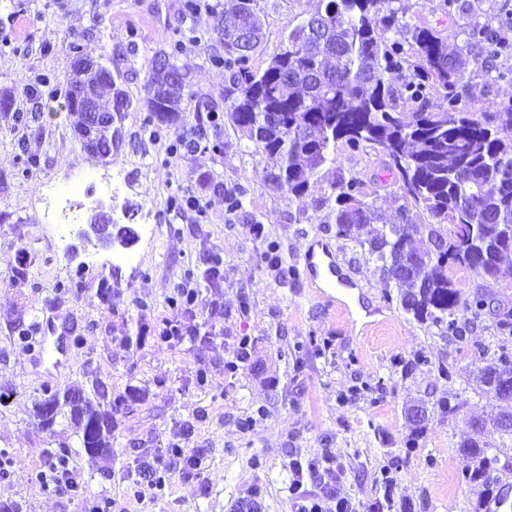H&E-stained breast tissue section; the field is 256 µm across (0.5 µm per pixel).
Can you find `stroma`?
<instances>
[{
    "mask_svg": "<svg viewBox=\"0 0 512 512\" xmlns=\"http://www.w3.org/2000/svg\"><path fill=\"white\" fill-rule=\"evenodd\" d=\"M0 0V450L13 463L0 480V501L24 512H88L109 498L128 500L136 460L164 451L193 425L191 447L204 449V469L173 474L163 496L136 512H292L288 493L293 458L333 468L330 489L353 512H371L391 494L387 512H491L503 487H512V440L496 441L502 464L492 487L463 483L457 444L474 422L497 411L481 383L480 352L498 344L495 322L512 310V278L485 283L456 266L448 275L466 296L484 295L477 319L460 322V337H443L417 322L378 284L375 262L354 241L336 237L327 215L338 176L366 184L383 223L396 222L400 201L381 159L367 148L337 145L335 163L302 200L272 188L267 160L227 120L232 83L223 66L216 22L200 0ZM317 0H258L264 40L253 57L264 68ZM400 37L428 26L465 48L463 106L471 112L512 99V54L493 72L477 46L463 47L468 25L494 16L512 42V0H401ZM184 46L175 64L186 77L180 118L153 133L144 105L153 58L169 46L172 30ZM102 56L132 100L123 121V145L110 163L86 152L66 112L63 93L76 50ZM50 85H42V78ZM220 115L209 123V111ZM28 115L17 124L15 113ZM33 166H26V159ZM73 222L45 224L49 193L72 185ZM241 194L227 210V192ZM195 196L199 209L171 208L173 198ZM105 206L116 226L135 232L130 245L102 247L80 237L93 209ZM260 224L263 235L250 227ZM330 241L346 283L335 303L317 298L319 282L303 274L304 255ZM222 257L220 275H207ZM289 269L281 275L279 266ZM196 288L191 310L169 305L178 284ZM175 318L196 328L180 346L140 339L143 322ZM30 327L31 347L19 345L18 324ZM251 356L226 367L241 337ZM104 384L128 395L116 414L112 461L87 455L75 428L61 421L54 434L31 421L45 387ZM460 408L446 414L448 392ZM426 403L430 420L417 446L407 410ZM71 448L70 466L84 483L83 498L58 496L32 480L47 469L49 450Z\"/></svg>",
    "mask_w": 512,
    "mask_h": 512,
    "instance_id": "obj_1",
    "label": "stroma"
}]
</instances>
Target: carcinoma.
<instances>
[{
    "label": "carcinoma",
    "mask_w": 512,
    "mask_h": 512,
    "mask_svg": "<svg viewBox=\"0 0 512 512\" xmlns=\"http://www.w3.org/2000/svg\"><path fill=\"white\" fill-rule=\"evenodd\" d=\"M323 8L293 26L286 36L287 49L272 57L262 69L252 65L263 39L257 0H217L211 6L216 30L224 40V65L232 81L228 118L245 132L255 149L266 155L268 177L299 200L317 184L318 174L335 162L331 148L341 141L351 148L362 145L377 151L383 145L405 165L385 169L393 176L396 193L403 199L400 219L416 226L408 235L397 224L358 242L368 259L381 263L382 288L395 283L405 287L402 308L415 320L436 327L442 334L457 332L456 316L479 315L485 299L463 297L448 276L453 266L472 271L485 281L498 280L504 256L512 254V100L491 105L480 114L466 111L461 102L465 85L458 73L465 65L462 54L448 53L444 39L432 28L416 27L410 40L390 41L385 33L396 28L397 0H321ZM499 20L489 17L467 30V42L482 45V64L488 66L507 53L512 43L496 34ZM252 40L249 50L236 48L239 32ZM411 77L396 86L387 74L402 69ZM185 79L170 81L153 70L147 89L148 122L161 128L179 116ZM444 104L431 108L432 93ZM89 97L109 116L96 130L95 155L112 159L118 132L112 121H122L132 102L105 66L87 64L74 69L67 80L64 107L81 112L77 99ZM407 104L415 105L411 112ZM280 112L288 125L303 126L283 139L268 123L267 115ZM329 223L336 238L350 240L354 232L377 221L374 203L367 201L363 181L340 177ZM446 240L447 249L432 254L416 245V238ZM500 343L489 363L479 368L486 388L512 385V311L499 317ZM499 412L493 433L512 437V396L495 397ZM81 431V444L91 456L112 458L109 441L112 415L125 406V398H108L96 385L89 393L79 386L49 391L34 413L36 424L53 426L46 407ZM489 440L468 437L459 452L466 462L465 477L488 487L497 479L498 458L488 455ZM56 460L50 478L82 496L85 487L68 467L70 451H50Z\"/></svg>",
    "instance_id": "cac0c4a2"
}]
</instances>
